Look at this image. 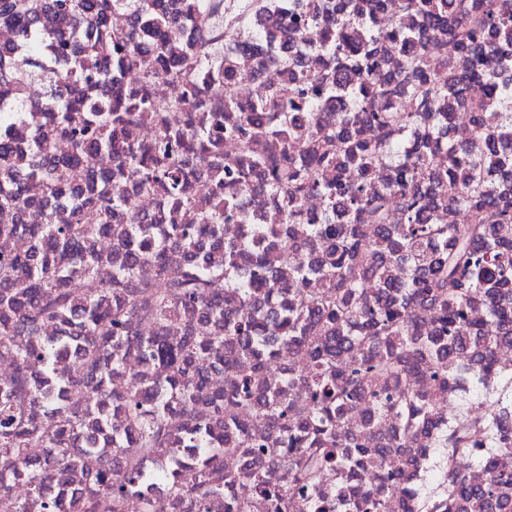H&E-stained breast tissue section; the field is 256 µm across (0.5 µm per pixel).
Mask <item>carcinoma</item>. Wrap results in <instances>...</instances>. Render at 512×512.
Here are the masks:
<instances>
[{
    "label": "carcinoma",
    "mask_w": 512,
    "mask_h": 512,
    "mask_svg": "<svg viewBox=\"0 0 512 512\" xmlns=\"http://www.w3.org/2000/svg\"><path fill=\"white\" fill-rule=\"evenodd\" d=\"M119 0H0V29L14 30L31 58L55 67L44 111L21 112L23 92L9 71L0 69V97L13 108L0 109V210L14 222L0 223V238L13 241L0 255V354L13 360L14 374L0 381V452L23 456L44 449L40 466L27 470L28 494L45 512H64L46 496L49 483L63 485L76 468L99 457L98 433L112 403L126 413L127 431L112 436V447L150 451L178 445L201 448V458L226 448H248L254 430L232 417L254 409L287 439L282 458L288 466L289 492L306 500L310 512H325L315 497L325 468L353 473L375 454L412 464L411 445L424 432L448 458V494L422 496L401 472L381 477L363 502L385 508V492L415 503L418 512H493L512 497V473L497 470L496 455L512 452L501 439L504 409L492 402L479 417H462L441 428L434 406L410 386L412 376L430 371L451 381L482 383V374L512 382V370L497 365L496 351L512 345V238L498 234L512 225V82L482 66L495 46L512 47V0H395L396 27L383 31L377 15L384 0H313L303 4L304 39L336 69L316 76L295 71L281 59L297 84L298 96L281 99L260 87L251 104L229 97L224 110L193 113L190 104L203 94L224 95V80L253 74L264 62L263 31L229 67L210 65L206 48L224 36V17L234 14L225 0H186L170 8L158 0H125L133 26L101 31ZM197 35L173 42L169 32L189 17ZM391 39L406 55L403 71L384 68L378 44ZM438 53L423 50L425 41ZM158 60L155 77L187 86L183 100L165 106L150 93L151 80L126 82L140 53ZM470 60L464 71L458 56ZM320 81L326 92L347 98L341 125L324 122L322 98L309 93ZM412 99L413 110L397 112L395 96ZM470 111L459 127L454 113ZM155 114L156 136L138 134L143 113ZM235 135L243 156L224 165V133ZM486 143L473 157L469 144ZM70 144L65 163L56 160L58 142ZM390 170L387 190L371 193L377 168ZM247 186L254 174L265 177L274 198L266 224H257L240 244L219 236L224 220L239 215L234 197L224 196V170ZM498 173L490 179L484 172ZM211 178V195L200 209L188 195L192 179ZM128 183L135 193L161 196L165 223L153 224L136 213L133 198L114 195L111 181ZM320 196L324 214L306 224L309 240L303 260L272 265L263 243L282 238L302 216L301 201ZM398 201L401 222L387 223L390 202ZM443 207L473 216L464 224H439ZM379 218L372 242L364 243L359 215ZM183 251L173 267L169 255ZM149 263L169 288L133 296L138 267ZM112 266V279L97 280ZM316 274L324 295L313 308L268 306L260 322L252 301L282 277L299 294ZM88 285L73 297L68 284ZM434 310L427 328L413 317L416 306ZM474 308L479 323L467 320ZM74 355L87 366L83 405L67 404L70 383L54 377L52 359L62 348L38 344L48 326L72 324ZM150 318L159 336L144 343L128 330L131 319ZM181 328V340L169 338ZM306 345L310 366L288 373V387L313 390L305 408L292 406L283 393L259 395L265 364L295 345ZM141 351L169 369L168 379L144 392L112 391V373L124 355ZM213 358L229 369L239 364L245 376L209 397V377L196 368ZM177 392L176 404L190 424L181 432L169 422L170 405L156 399L159 390ZM374 400L369 420L396 422L399 434L378 445L371 429L337 434L346 412L364 399ZM224 421V435L208 423ZM486 435V452L474 456L489 474L485 486L472 484L453 460L471 454L472 433ZM81 446V454L71 449ZM207 463L170 480L173 492L189 491L202 503L225 494L208 482ZM274 472L258 468L248 482L263 490ZM142 477L132 470L111 488L116 506L140 495Z\"/></svg>",
    "instance_id": "obj_1"
}]
</instances>
